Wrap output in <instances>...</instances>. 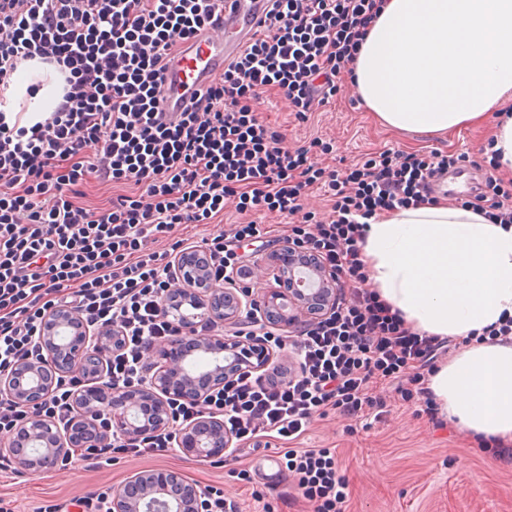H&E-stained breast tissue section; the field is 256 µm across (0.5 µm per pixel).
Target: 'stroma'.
I'll return each instance as SVG.
<instances>
[{
    "instance_id": "1",
    "label": "stroma",
    "mask_w": 512,
    "mask_h": 512,
    "mask_svg": "<svg viewBox=\"0 0 512 512\" xmlns=\"http://www.w3.org/2000/svg\"><path fill=\"white\" fill-rule=\"evenodd\" d=\"M262 118L282 134L285 145L298 147L319 137L333 145L324 164L344 170L367 155L388 149L414 152L432 148L455 155H469L464 168L470 178L458 181L456 190L483 187L485 171L474 165L480 146L489 143L495 117L477 129L463 128L445 139L385 128L360 103L354 86L330 102L316 106L306 121L290 112L282 93H266L260 106ZM257 222L270 227L265 243L241 241L237 253L257 265L269 251L288 241L287 225L271 215L236 211L227 204L220 224H183L172 237L201 241L229 233L233 225ZM387 412L381 421L364 428L329 413L314 417L309 429L296 440L299 448L335 450L348 481V512H512V463L481 450L473 436L452 423L433 424L429 415L405 403L394 385L383 391ZM280 442L244 447L223 460L199 462L179 451L128 457L110 463L73 456L65 467L49 470L0 472V498L13 500L16 512H37L57 504L62 512H85L84 499L95 492L120 487L144 470H174L201 488L218 487L239 502L242 512H311L304 500L288 506L280 501L289 490L287 481L274 482L269 460ZM248 471L250 481L239 478Z\"/></svg>"
}]
</instances>
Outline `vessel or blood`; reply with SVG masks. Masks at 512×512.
<instances>
[{"label":"vessel or blood","instance_id":"1","mask_svg":"<svg viewBox=\"0 0 512 512\" xmlns=\"http://www.w3.org/2000/svg\"><path fill=\"white\" fill-rule=\"evenodd\" d=\"M269 0H225L219 22L202 30L172 59L159 97L164 112H181L198 89L222 74L225 65L257 30Z\"/></svg>","mask_w":512,"mask_h":512}]
</instances>
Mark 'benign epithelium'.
<instances>
[{
    "mask_svg": "<svg viewBox=\"0 0 512 512\" xmlns=\"http://www.w3.org/2000/svg\"><path fill=\"white\" fill-rule=\"evenodd\" d=\"M260 272L278 287L253 302L235 283H211L202 291L193 287L204 277L202 252L180 253L170 274L183 287L166 300L162 313L183 333L162 346H148L153 369L135 388L104 384L106 354L121 340L117 327L92 328L66 309L49 314L36 341L42 356L22 359L11 373L0 375V397L30 408L46 398L57 375L83 377L88 386L74 396L77 414L69 423L32 412L18 430L0 439V456L21 470H52L82 449L100 446L104 433L139 440L164 430L170 427L173 403L200 402L243 368L265 369L272 360L267 347L253 338L222 336L225 325L253 304L260 327L293 328L301 318H317L330 308L336 287L327 267L291 243L266 254ZM201 321L213 323L217 334L195 335ZM175 444L188 457L209 460L223 457L232 437L224 419L206 412L177 429ZM204 498L176 471H141L112 492V512H204Z\"/></svg>",
    "mask_w": 512,
    "mask_h": 512,
    "instance_id": "obj_1",
    "label": "benign epithelium"
}]
</instances>
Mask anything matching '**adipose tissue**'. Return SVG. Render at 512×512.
<instances>
[{
	"label": "adipose tissue",
	"mask_w": 512,
	"mask_h": 512,
	"mask_svg": "<svg viewBox=\"0 0 512 512\" xmlns=\"http://www.w3.org/2000/svg\"><path fill=\"white\" fill-rule=\"evenodd\" d=\"M353 74L386 127L445 136L481 125L512 97V0H385ZM63 86L53 66L20 62L0 88V119L15 129L44 121ZM493 140L512 173V115L501 114ZM362 251L367 286L407 326L463 340L427 382L440 414L512 444V339H475L512 318V225L435 201L371 219Z\"/></svg>",
	"instance_id": "adipose-tissue-1"
}]
</instances>
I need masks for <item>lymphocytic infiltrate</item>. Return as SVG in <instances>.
I'll list each match as a JSON object with an SVG mask.
<instances>
[{
	"label": "lymphocytic infiltrate",
	"instance_id": "obj_1",
	"mask_svg": "<svg viewBox=\"0 0 512 512\" xmlns=\"http://www.w3.org/2000/svg\"><path fill=\"white\" fill-rule=\"evenodd\" d=\"M383 5L270 0L260 36L169 117L158 107L166 62L216 21L224 0H0V83L34 58L65 82L45 122L28 130L0 123V373L36 357L45 317L67 308L88 324L121 328L106 356L109 381L141 384L146 345L179 333L161 315L174 286L169 258L193 248L179 239L157 253L148 243L178 224L223 219L225 199L236 198L238 209L289 223L293 244L319 254L334 275L336 305L289 335L261 333L269 349L291 350L293 364L231 376L208 402L177 403L174 420L206 410L236 441L288 442L284 471L313 512H345L347 481L334 452L290 443L331 410L358 421L383 416L386 401L372 393L379 381L396 382L402 400L435 414L424 372L450 342L411 330L365 288L361 247L367 219L425 202L430 178L464 157L387 150L342 173L321 162L329 143L289 148L259 108L276 90L303 120L313 103L335 98ZM486 164L473 207L512 225V181L497 177L495 159ZM100 177L119 193L106 207L85 206L83 186ZM316 190L332 200L328 218L303 209ZM267 233L252 222L203 239L207 278L245 282L249 268L234 244ZM171 446L160 431L134 442L115 436L84 455L113 461Z\"/></svg>",
	"mask_w": 512,
	"mask_h": 512
}]
</instances>
